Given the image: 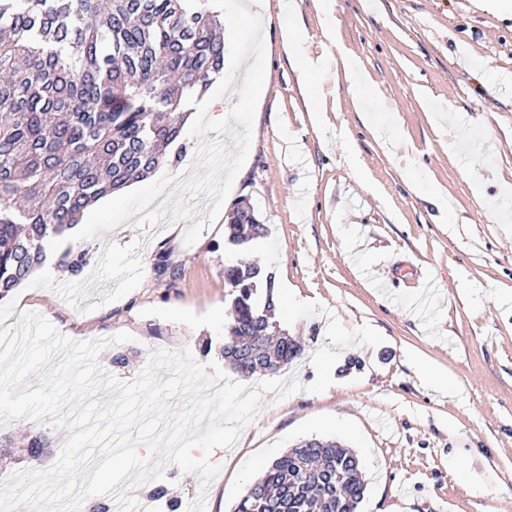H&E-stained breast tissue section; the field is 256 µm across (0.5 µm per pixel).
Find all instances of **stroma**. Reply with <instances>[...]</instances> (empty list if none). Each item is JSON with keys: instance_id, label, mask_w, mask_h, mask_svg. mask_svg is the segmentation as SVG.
<instances>
[{"instance_id": "1", "label": "stroma", "mask_w": 512, "mask_h": 512, "mask_svg": "<svg viewBox=\"0 0 512 512\" xmlns=\"http://www.w3.org/2000/svg\"><path fill=\"white\" fill-rule=\"evenodd\" d=\"M280 2L251 7L265 89L216 223L191 245L184 221L128 222L80 241L90 255L82 275L33 274L0 300V328L28 311L75 341L129 332L133 342L99 355L123 381L157 349L224 365V266L236 258L224 226L247 200L267 228L258 244L275 283L322 308L288 326L302 354L281 377L314 381L310 359L330 343L326 312L384 341L345 348L324 393H266L235 445L209 455V485L171 465L167 497L150 499L147 480L135 500L182 512L201 495L206 512H232L266 465L316 438L357 455L358 512H512V15L494 0H295L286 14ZM327 21L337 46L323 38ZM286 28L323 58L319 92L302 86ZM343 56L373 91H350ZM410 168L442 188L447 213L409 188ZM161 253L177 279L156 269ZM435 370L449 387L432 383ZM67 436L48 422L0 428V481L50 468ZM32 437L45 443L40 455L27 452Z\"/></svg>"}]
</instances>
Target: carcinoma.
I'll return each instance as SVG.
<instances>
[{"mask_svg": "<svg viewBox=\"0 0 512 512\" xmlns=\"http://www.w3.org/2000/svg\"><path fill=\"white\" fill-rule=\"evenodd\" d=\"M221 15L206 0H0V299L50 257L82 272L87 252L49 242L164 162L183 101L224 68ZM265 232L239 202L223 353L242 379L301 353L270 321L273 276L242 256ZM365 489L352 450L310 439L266 466L234 512H356Z\"/></svg>", "mask_w": 512, "mask_h": 512, "instance_id": "obj_1", "label": "carcinoma"}]
</instances>
